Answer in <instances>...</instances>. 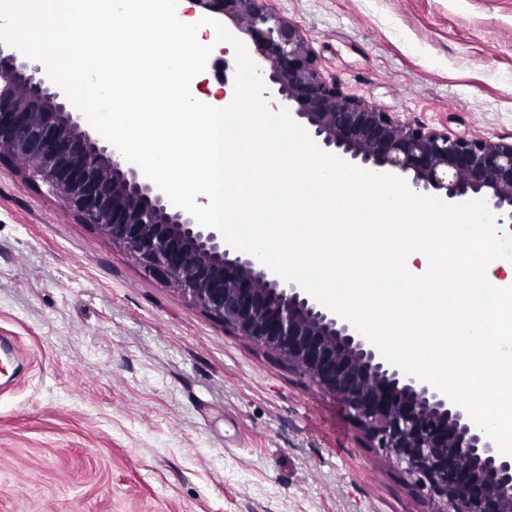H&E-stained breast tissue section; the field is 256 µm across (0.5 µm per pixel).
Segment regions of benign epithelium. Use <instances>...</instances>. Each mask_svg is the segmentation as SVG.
<instances>
[{
  "label": "benign epithelium",
  "mask_w": 512,
  "mask_h": 512,
  "mask_svg": "<svg viewBox=\"0 0 512 512\" xmlns=\"http://www.w3.org/2000/svg\"><path fill=\"white\" fill-rule=\"evenodd\" d=\"M188 17L227 18L248 40L274 109L286 107L325 152L457 204L480 195L512 224V140L450 135L346 94L321 72L299 27L272 0H189ZM227 50L207 67L222 82ZM19 165L80 223L241 336L331 394L411 483L445 512H512V455L467 411L378 348L300 286L200 226L114 147L85 129L43 66L0 43V162Z\"/></svg>",
  "instance_id": "1"
}]
</instances>
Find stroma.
Instances as JSON below:
<instances>
[{"mask_svg": "<svg viewBox=\"0 0 512 512\" xmlns=\"http://www.w3.org/2000/svg\"><path fill=\"white\" fill-rule=\"evenodd\" d=\"M348 95L512 134V0H274ZM0 512H442L334 398L0 164Z\"/></svg>", "mask_w": 512, "mask_h": 512, "instance_id": "stroma-1", "label": "stroma"}]
</instances>
